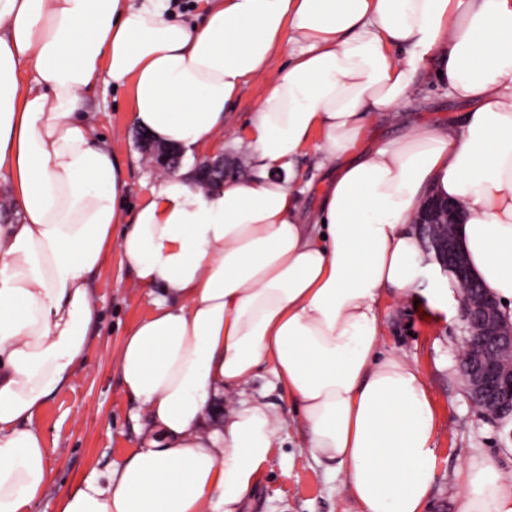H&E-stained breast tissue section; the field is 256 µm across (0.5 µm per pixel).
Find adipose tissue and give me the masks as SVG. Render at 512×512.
I'll use <instances>...</instances> for the list:
<instances>
[{
  "label": "adipose tissue",
  "mask_w": 512,
  "mask_h": 512,
  "mask_svg": "<svg viewBox=\"0 0 512 512\" xmlns=\"http://www.w3.org/2000/svg\"><path fill=\"white\" fill-rule=\"evenodd\" d=\"M171 12L0 0V512H33L50 482L34 419L84 360L90 277L114 254L152 295L116 357L140 442L58 512H240L282 428L244 396L266 363L314 459L342 474L347 512H425L437 416L419 367L382 352V312L422 296L414 218L433 193L462 203L470 266L512 319V0H206L190 27ZM426 67L466 103L461 125L403 118ZM104 76L128 90L136 128L202 156L264 81L235 138L250 176L208 189L164 174L126 215L88 112ZM382 112L401 135L365 145ZM310 144L334 171L306 217L294 180ZM459 512H512V481L491 461L468 468ZM263 91L262 82L246 86L225 116L226 132L234 133L249 119Z\"/></svg>",
  "instance_id": "1"
}]
</instances>
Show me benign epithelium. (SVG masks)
<instances>
[{
  "label": "benign epithelium",
  "mask_w": 512,
  "mask_h": 512,
  "mask_svg": "<svg viewBox=\"0 0 512 512\" xmlns=\"http://www.w3.org/2000/svg\"><path fill=\"white\" fill-rule=\"evenodd\" d=\"M143 149L156 166L175 168L182 152L141 134ZM200 180L208 185L224 183L234 175L224 164V155L207 158L196 166ZM463 208L438 196H430L415 217L425 242L442 270L454 276L461 288L460 314L465 334L460 373L472 402L489 420L512 417V321L501 316L496 297L472 273L458 229L465 223Z\"/></svg>",
  "instance_id": "7a95c632"
}]
</instances>
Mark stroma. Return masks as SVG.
I'll return each instance as SVG.
<instances>
[{
  "mask_svg": "<svg viewBox=\"0 0 512 512\" xmlns=\"http://www.w3.org/2000/svg\"><path fill=\"white\" fill-rule=\"evenodd\" d=\"M88 101L92 135L121 163L129 188L125 211L133 213L159 173L137 146V129L128 120L129 94L105 78ZM403 110L412 120L441 127L460 124L465 107L424 72ZM298 174L305 189L301 205L305 211H316L318 187L329 169L310 148L299 160ZM92 286L99 317L90 329L84 365L48 399L35 420L47 438L51 476L35 512H57L63 491L92 473L122 464L137 439L139 422L125 395L115 355L125 331L150 311L151 298L116 257L94 277ZM382 322L383 351L402 354L422 370L439 416L436 478L426 512H458L461 473L469 466L490 459L512 479V422L501 425L485 418L469 397L459 373L464 341L459 315L427 321L417 309L389 300ZM245 396L269 408L284 428L270 468L243 512H344L341 474L316 462L306 448L297 411L270 366L258 370Z\"/></svg>",
  "mask_w": 512,
  "mask_h": 512,
  "instance_id": "1",
  "label": "stroma"
}]
</instances>
